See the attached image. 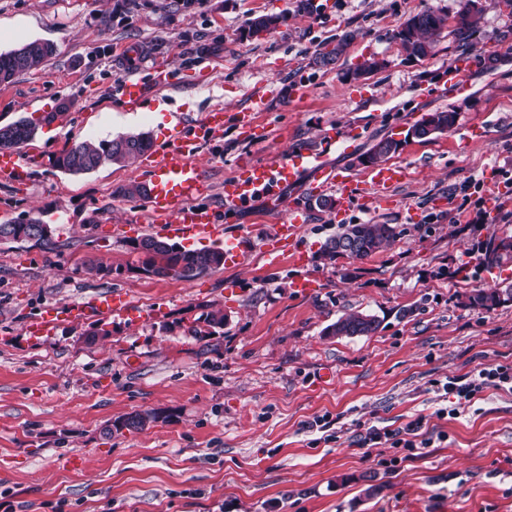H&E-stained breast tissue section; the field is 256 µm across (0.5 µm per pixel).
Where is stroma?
<instances>
[{
  "instance_id": "35a3bbf8",
  "label": "stroma",
  "mask_w": 512,
  "mask_h": 512,
  "mask_svg": "<svg viewBox=\"0 0 512 512\" xmlns=\"http://www.w3.org/2000/svg\"><path fill=\"white\" fill-rule=\"evenodd\" d=\"M481 3L467 49L446 28L435 55L413 59L397 26L428 9L453 17L459 0H0V53L38 39L56 46L39 68L0 84V126L38 124L19 149L32 161L28 186L0 178V223L40 219L54 242H0V493L22 512H512V392L484 390L455 418L438 416L435 392L448 377L512 362V302L468 304L473 289L512 284V253L489 270L466 256L512 237V202L489 208L485 181L490 168L512 179V11ZM260 14L278 16L277 27L246 38ZM347 31L354 38L338 63L315 65ZM463 51L474 63L457 94L446 68ZM372 57L382 67L350 79ZM126 77L145 85L139 107L123 101ZM296 84L305 101L292 99ZM263 86L274 90L261 115L268 138L246 139L229 122L198 156L210 185L199 205L252 248L190 281L145 273L130 244L152 234L153 219L121 188L142 182L175 122L191 129L212 108L238 112ZM448 110L452 129L409 137L425 114ZM333 127L353 137L326 162L356 175L379 140L400 141L388 161L408 177L391 201L367 194L339 222L304 172L276 202L225 209L224 179L239 164L319 148ZM132 132L151 138L132 164L69 175L50 163ZM295 208L306 214L307 265L265 271L260 248ZM345 223L391 224L399 235L366 259L328 262L322 247ZM305 271L321 287L302 296L292 283ZM108 288L126 291L145 320L27 334L43 306ZM214 309L225 316L220 334L191 336ZM350 313L376 316L379 329L325 335ZM146 411L158 420L113 431ZM323 415L326 429H309ZM416 419L432 440L424 456L379 466L368 428Z\"/></svg>"
}]
</instances>
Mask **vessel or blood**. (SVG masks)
Wrapping results in <instances>:
<instances>
[{
  "label": "vessel or blood",
  "instance_id": "vessel-or-blood-1",
  "mask_svg": "<svg viewBox=\"0 0 512 512\" xmlns=\"http://www.w3.org/2000/svg\"><path fill=\"white\" fill-rule=\"evenodd\" d=\"M271 95L268 88L252 93L248 107L235 116L242 132L254 130L260 113L268 109ZM227 119L223 110L213 109L194 130L174 129L165 147L148 166L145 185L146 206L159 232L174 234L187 242L202 235L212 236L224 247L225 263L233 264L245 252L247 240L241 236H223L217 230L213 210L197 204L205 183L204 171L197 161L199 149L205 141L223 134ZM344 140L343 132L331 129L323 137L322 152L300 147L284 156L269 155L264 161L233 172L224 180L225 208L240 207L257 197L274 199L282 186L295 181L304 171L312 175L311 193L336 191L342 205L353 202L367 189L390 194L407 178V170L396 164L376 165L359 175L331 167L325 163L322 153L341 147ZM0 176L19 185L27 184L26 161L14 150L0 149ZM303 222V211L296 209L278 225L273 238L262 247L266 268H277L286 259L298 266L305 265V255L298 245ZM133 313L129 296L123 290L109 289L82 302L45 306L38 317L29 321L27 330L29 335L45 336L64 322L90 317H128Z\"/></svg>",
  "mask_w": 512,
  "mask_h": 512
}]
</instances>
